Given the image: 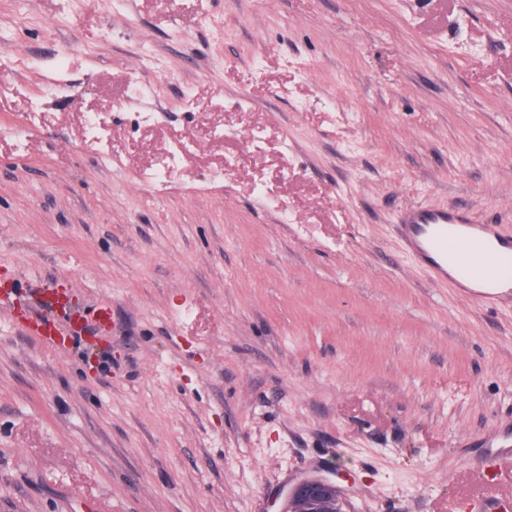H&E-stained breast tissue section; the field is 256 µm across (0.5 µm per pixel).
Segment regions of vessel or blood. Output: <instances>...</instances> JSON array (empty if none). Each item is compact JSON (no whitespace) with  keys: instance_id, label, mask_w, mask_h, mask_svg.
Masks as SVG:
<instances>
[{"instance_id":"obj_1","label":"vessel or blood","mask_w":512,"mask_h":512,"mask_svg":"<svg viewBox=\"0 0 512 512\" xmlns=\"http://www.w3.org/2000/svg\"><path fill=\"white\" fill-rule=\"evenodd\" d=\"M400 246L438 283L463 276L477 286L473 298L493 310L512 298V232L475 220L462 205L401 209Z\"/></svg>"}]
</instances>
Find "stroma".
I'll return each mask as SVG.
<instances>
[{
	"label": "stroma",
	"instance_id": "35a3bbf8",
	"mask_svg": "<svg viewBox=\"0 0 512 512\" xmlns=\"http://www.w3.org/2000/svg\"><path fill=\"white\" fill-rule=\"evenodd\" d=\"M0 37V512H280L335 468L343 512L512 496V305L394 232L512 229V0H0ZM24 323V333L37 338L42 343L49 344L58 335V331L50 327L42 318H24Z\"/></svg>",
	"mask_w": 512,
	"mask_h": 512
}]
</instances>
